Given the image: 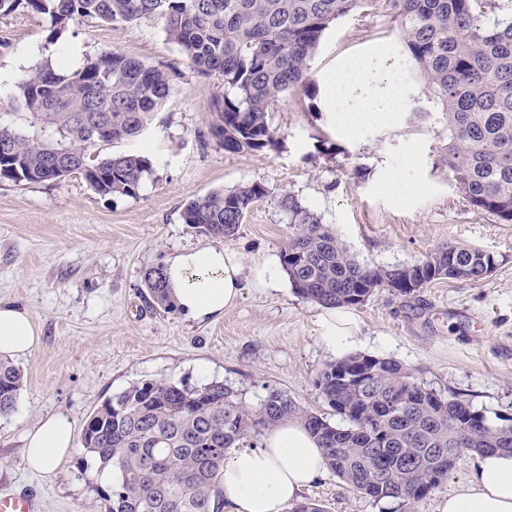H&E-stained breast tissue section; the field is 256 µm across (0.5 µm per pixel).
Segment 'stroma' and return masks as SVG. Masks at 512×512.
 <instances>
[{
    "label": "stroma",
    "mask_w": 512,
    "mask_h": 512,
    "mask_svg": "<svg viewBox=\"0 0 512 512\" xmlns=\"http://www.w3.org/2000/svg\"><path fill=\"white\" fill-rule=\"evenodd\" d=\"M70 51L72 65L104 52L165 70L173 90L137 140L101 143L104 158L134 149L152 161L136 196L95 192L81 173L41 183H0V304L26 311L39 343L14 363L24 373L16 407L0 417V493L37 487L40 512H105L106 484L75 444L52 476L29 469L25 437L49 415L82 436L92 412L131 383L166 379L191 386L224 381L248 407L269 390L340 424L314 381L342 351L322 341L323 307L302 299L287 275L278 289L245 288L223 316L195 322L151 305L146 269L182 247L208 243L181 219L188 201L253 182L267 188L237 234L223 245L244 266L280 256L291 228L279 206L293 194L329 225L360 262L413 264L448 244L475 246L495 260L492 274L472 283L438 280L409 297L377 289L353 313L354 353L401 362L414 379L461 394L488 418L512 414V223L479 212L454 188L439 157L446 118L420 82L403 76L404 105L392 123L352 134L327 104L336 71L360 54H401L393 18L355 11L324 33L310 62L307 87L283 96L272 114L276 148L232 154L208 136L224 79L202 76L154 18L122 25L71 20L59 32L26 5L0 12V119L27 129L12 95L19 78ZM430 111L428 120L416 110ZM417 159L419 193L404 200L387 182L406 156ZM478 460L464 450L447 482L412 505L376 501L325 472L302 493L326 512H435L439 497L465 482Z\"/></svg>",
    "instance_id": "stroma-1"
}]
</instances>
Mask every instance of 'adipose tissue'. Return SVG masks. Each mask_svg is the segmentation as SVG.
<instances>
[{
    "instance_id": "ef3b65f1",
    "label": "adipose tissue",
    "mask_w": 512,
    "mask_h": 512,
    "mask_svg": "<svg viewBox=\"0 0 512 512\" xmlns=\"http://www.w3.org/2000/svg\"><path fill=\"white\" fill-rule=\"evenodd\" d=\"M341 124L353 134L389 125L404 104L400 73L380 57H359L338 71L328 88ZM162 267L172 302L186 318L222 316L239 300L245 285L277 288V265L263 260L244 268L224 247L198 245L169 254ZM38 331L28 314L0 306V355L20 356L33 348ZM69 422L50 417L30 434L29 466L53 472L72 450ZM322 448L300 424L290 421L267 431L260 447L230 450L220 489L226 512H286L305 486L322 476ZM436 512H512V456L482 455L471 476L437 503Z\"/></svg>"
}]
</instances>
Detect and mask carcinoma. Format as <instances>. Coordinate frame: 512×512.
<instances>
[{
	"label": "carcinoma",
	"mask_w": 512,
	"mask_h": 512,
	"mask_svg": "<svg viewBox=\"0 0 512 512\" xmlns=\"http://www.w3.org/2000/svg\"><path fill=\"white\" fill-rule=\"evenodd\" d=\"M56 26L76 18L114 25L161 20L195 72L224 77L230 93L213 104L209 136L228 153L277 146L270 112L282 95L306 84L324 32L339 18L383 8L398 23L416 75L448 122L440 162L476 209L512 223V18L494 21L483 0H25ZM25 73L14 102L28 114L24 133L0 120V182L61 179L80 172L103 196L133 197L150 159L129 151L102 159L100 143L132 140L150 125L172 87L162 69L121 53L87 57L74 67L65 47ZM267 193L254 182L211 191L182 209L200 232L230 239ZM293 225L281 265L297 294L325 308L357 307L384 281L417 271L437 280L478 283L495 265L486 251L442 246L423 260L387 268L357 261L293 195L281 199ZM153 303L174 311L163 268L144 271ZM24 385L19 367L0 358V416ZM316 390L347 423L331 424L271 390L251 411L221 381L188 387L145 380L104 400L84 429L83 447L99 472L112 473L105 512H220L219 475L236 448H255L269 429L290 420L323 448L327 466L353 491L376 500L415 503L448 480L456 456L512 453V417L490 421L459 394L417 383L399 362L354 353L325 365Z\"/></svg>",
	"instance_id": "1"
}]
</instances>
